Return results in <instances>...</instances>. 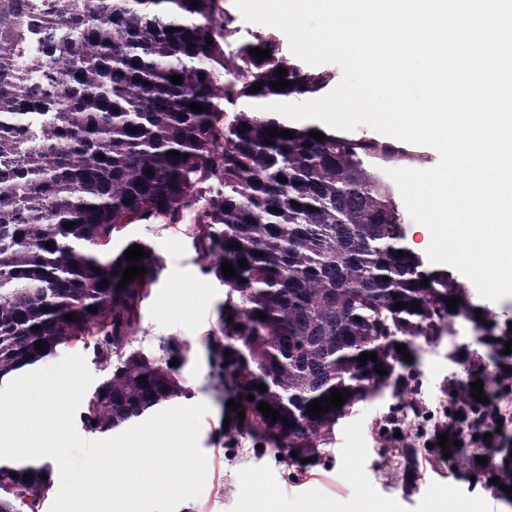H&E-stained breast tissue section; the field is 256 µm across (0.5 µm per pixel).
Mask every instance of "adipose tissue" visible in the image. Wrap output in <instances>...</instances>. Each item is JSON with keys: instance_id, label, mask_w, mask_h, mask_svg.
<instances>
[{"instance_id": "obj_1", "label": "adipose tissue", "mask_w": 512, "mask_h": 512, "mask_svg": "<svg viewBox=\"0 0 512 512\" xmlns=\"http://www.w3.org/2000/svg\"><path fill=\"white\" fill-rule=\"evenodd\" d=\"M56 387L45 375H32L26 393L0 411V462L56 463L61 445Z\"/></svg>"}]
</instances>
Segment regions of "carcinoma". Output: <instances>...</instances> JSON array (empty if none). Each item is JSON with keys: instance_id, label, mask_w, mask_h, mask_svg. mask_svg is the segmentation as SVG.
I'll use <instances>...</instances> for the list:
<instances>
[{"instance_id": "carcinoma-1", "label": "carcinoma", "mask_w": 512, "mask_h": 512, "mask_svg": "<svg viewBox=\"0 0 512 512\" xmlns=\"http://www.w3.org/2000/svg\"><path fill=\"white\" fill-rule=\"evenodd\" d=\"M230 22L221 0H0V384L80 343L107 371L81 413L91 431L186 395L169 363L132 347L159 260L146 244L137 263L114 256L112 241L129 224H177L195 207L190 234L230 288L232 322L213 344L226 399L241 407L228 409L224 438L312 453L339 417L403 379L410 363L395 344L414 359L417 339L459 317L479 330L493 317L476 318L448 271L402 245L404 215L382 170L423 156L324 129L316 140L311 126L243 108L316 94L331 76L304 71L270 37L255 43L270 51L261 61L247 47L224 50ZM280 67L291 86L276 90ZM225 261L236 275L224 277ZM134 264L144 275L117 288ZM453 296L461 303L450 311ZM372 352L377 361L359 363ZM334 389L344 405L309 416L308 403ZM44 471L0 465V512H38Z\"/></svg>"}]
</instances>
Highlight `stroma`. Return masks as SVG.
Instances as JSON below:
<instances>
[{
    "instance_id": "1",
    "label": "stroma",
    "mask_w": 512,
    "mask_h": 512,
    "mask_svg": "<svg viewBox=\"0 0 512 512\" xmlns=\"http://www.w3.org/2000/svg\"><path fill=\"white\" fill-rule=\"evenodd\" d=\"M196 211L177 224H131L112 243H147L160 259V271L139 309L133 346L147 355L178 359L175 374L187 391L182 406L206 404L198 444L206 457L201 494L178 505L176 512H304L314 503L335 512H512V498L498 497L470 479V451L453 450L442 458L433 423L415 414L412 450L384 447L377 422L390 408L409 400L435 410L448 399L449 380L463 384L485 379L497 365L491 347L474 325L456 320L429 344H419L409 387L386 388L360 402L336 424L331 438L310 462L279 458L266 448L224 444L227 415L224 390L215 374L210 338L224 318L228 288L209 272L208 259L189 232ZM477 357L480 367L461 360V351Z\"/></svg>"
}]
</instances>
